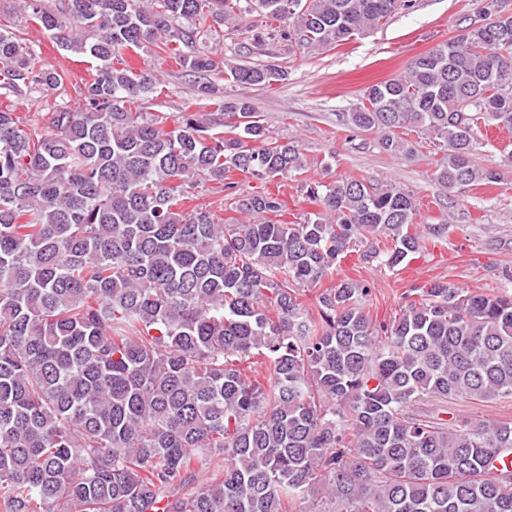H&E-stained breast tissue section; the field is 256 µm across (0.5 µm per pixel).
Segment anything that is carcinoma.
<instances>
[{
  "mask_svg": "<svg viewBox=\"0 0 512 512\" xmlns=\"http://www.w3.org/2000/svg\"><path fill=\"white\" fill-rule=\"evenodd\" d=\"M459 34L362 90L343 122L407 158L411 131L447 152L457 193L499 181L484 131L512 129V11L485 0ZM413 0H17L85 59L82 104L28 123L0 108V512H512V421L421 414L436 398L512 399V292L431 281L376 324L356 254L390 270L442 242L403 189L311 182L323 211L278 220V196H237L305 169L222 81L266 85L274 65L216 60L212 24L261 11L306 49L338 47ZM154 50L198 78L213 112L142 111L161 91L123 62ZM62 83L0 23V95ZM263 146L256 148L254 142ZM208 182L250 216L195 203ZM320 288L318 310L301 291ZM215 460L199 486L196 466Z\"/></svg>",
  "mask_w": 512,
  "mask_h": 512,
  "instance_id": "cac0c4a2",
  "label": "carcinoma"
}]
</instances>
